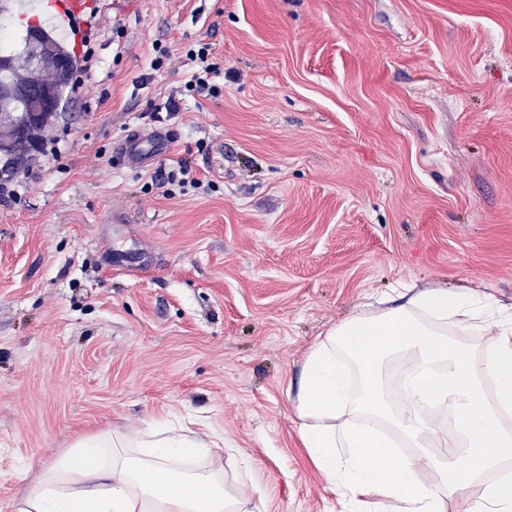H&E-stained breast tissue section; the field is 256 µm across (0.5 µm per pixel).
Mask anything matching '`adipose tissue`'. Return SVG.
<instances>
[{"label": "adipose tissue", "instance_id": "adipose-tissue-1", "mask_svg": "<svg viewBox=\"0 0 512 512\" xmlns=\"http://www.w3.org/2000/svg\"><path fill=\"white\" fill-rule=\"evenodd\" d=\"M396 295L379 311L357 306L306 355L292 404L316 467L341 502L367 497L376 512H447L451 497L462 512H512V310L447 288ZM396 356L412 370L393 401L383 366ZM383 424L412 455L389 452ZM437 442L445 454H432ZM223 471L204 434L156 420L145 434L80 438L22 489L19 512H241Z\"/></svg>", "mask_w": 512, "mask_h": 512}]
</instances>
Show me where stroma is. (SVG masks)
Wrapping results in <instances>:
<instances>
[{
	"mask_svg": "<svg viewBox=\"0 0 512 512\" xmlns=\"http://www.w3.org/2000/svg\"><path fill=\"white\" fill-rule=\"evenodd\" d=\"M94 12L56 158L0 195V512L78 438L160 418L208 423L244 512H340L287 396L315 338L401 282L512 304V0ZM157 43L210 44L218 93ZM153 131L170 154L127 167L115 142ZM183 160L202 186L160 195ZM98 58L95 56V50L92 47L91 39L87 35L81 39V58L79 67H74L71 71L72 85L75 90L82 87L84 77L90 76L98 67Z\"/></svg>",
	"mask_w": 512,
	"mask_h": 512,
	"instance_id": "35a3bbf8",
	"label": "stroma"
}]
</instances>
